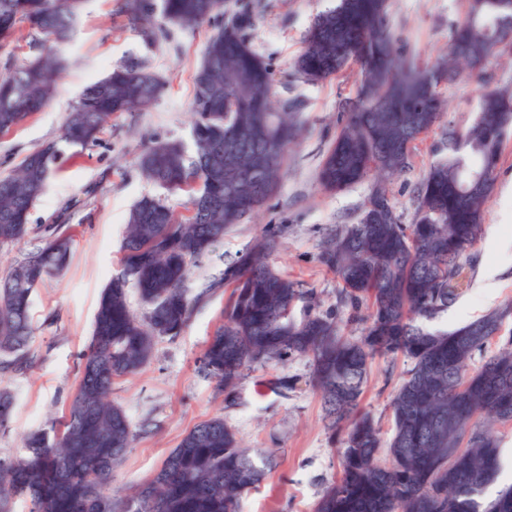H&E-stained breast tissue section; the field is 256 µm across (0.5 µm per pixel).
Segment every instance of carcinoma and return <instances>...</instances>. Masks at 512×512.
Here are the masks:
<instances>
[{
	"label": "carcinoma",
	"mask_w": 512,
	"mask_h": 512,
	"mask_svg": "<svg viewBox=\"0 0 512 512\" xmlns=\"http://www.w3.org/2000/svg\"><path fill=\"white\" fill-rule=\"evenodd\" d=\"M84 0H0V47L27 26L36 55L0 76V134L20 126L55 95L67 69L61 47L69 41ZM391 0H337L319 12L292 64L291 77L318 83L351 65L359 67L355 98L342 103L343 119L317 178L341 192L374 178L356 222L328 236L320 261L336 273L337 305L362 322L361 337L343 336L332 313L318 310L314 291L276 271L269 258L279 237L257 238L247 257L229 264L220 280L231 289L224 324L210 337L200 371L233 391L254 364L308 359L328 429L338 437L340 476L329 482L315 512H512V487L488 500L500 473L496 427L512 423V339L498 353L470 362L498 336L512 302L452 331L426 323L458 297L470 253L482 234L484 208L494 190L503 136L512 126V92L489 89L473 123L443 130L448 157L424 175L405 224L386 181L411 166L414 143L444 116L439 86L463 77L488 84L486 66L511 45L512 0H468L449 31L448 48L421 66L397 46L388 29ZM264 0H161L163 19L185 30L222 20L208 36L194 75L192 146L157 141L140 157L143 175L169 192L189 194L191 213L178 218L160 196H144L130 209L121 271L103 289L93 330L82 354L76 394L60 428L24 440L22 455L0 458V512L17 497L30 512H239L241 497L257 489L277 465L273 450L241 446L224 418L195 425L160 469L125 502L108 488L136 437L112 386L138 373L157 341L174 339L213 286L186 288L190 266L218 238L254 214L276 191L288 149L300 136L302 106L274 101L271 64L252 43ZM128 20L153 40V8L124 0ZM159 76L140 60L127 61L91 83L67 113L59 140L43 144L0 174V247L28 232L31 209L57 169L61 144L86 147L112 115L141 112L161 95ZM268 142L264 181L244 176L253 166L246 143ZM484 187L464 194L470 176ZM71 236H54L14 262L0 278V372L29 369L34 288L62 273ZM143 305L134 313L128 288ZM302 312H297V308ZM367 315H361L362 309ZM410 361L390 400L393 433L361 408L371 361ZM14 396L0 390V428L7 427Z\"/></svg>",
	"instance_id": "carcinoma-1"
}]
</instances>
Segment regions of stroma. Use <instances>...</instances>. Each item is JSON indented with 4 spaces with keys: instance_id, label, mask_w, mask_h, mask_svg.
<instances>
[{
    "instance_id": "35a3bbf8",
    "label": "stroma",
    "mask_w": 512,
    "mask_h": 512,
    "mask_svg": "<svg viewBox=\"0 0 512 512\" xmlns=\"http://www.w3.org/2000/svg\"><path fill=\"white\" fill-rule=\"evenodd\" d=\"M253 39L277 73V98L302 101L305 132L290 150L286 175L276 193L251 218L219 239L196 261L187 286L198 291L241 257L254 240L272 232L281 241L272 263L290 278L314 289L320 311L335 312L345 335L357 337L362 326L347 320L336 306L335 274L319 260L322 239L353 223L370 192V182L330 193L317 181L320 162L336 137L342 103L355 97L359 72L350 67L335 78L311 84L291 79L314 16L331 0H266ZM122 0H85L75 32L64 53L72 60L56 98L7 135H0V173L14 169L31 151L57 139L66 113L83 89L128 59L145 62L164 81L160 97L145 111L112 116L99 140L79 155L63 154L44 196L29 218L30 232L18 245L0 251V277L15 258L43 246L54 234L74 239L67 271L47 277L33 293L36 327L34 363L21 373H0V389L15 406L9 427L0 429V457L23 451L25 436L50 429L60 419L78 385L81 355L92 334L100 293L121 270L125 217L134 202L158 194L142 174L139 156L153 140L190 143L193 79L201 47L213 30L204 24L185 31L155 17L153 41L122 13ZM467 9V0H392L390 26L405 54L433 63L446 50L448 32ZM480 82L446 85L448 108L443 126L464 129L474 120ZM448 150L441 128L417 142L412 165L388 180L389 195L404 223H411L415 186ZM483 235L471 252L469 285L436 328H454L476 320L512 300V131L503 143L495 193L487 203ZM227 288H219L197 308L175 340L157 343L147 365L117 381L112 398L125 409L140 434L112 479V495L122 499L149 480L181 438L197 423L224 417L242 446L279 451V464L255 491L246 494L240 512H314L324 487L339 473L338 446L330 439L321 399L310 380L307 359L271 362L244 372L233 393L200 376L198 361L207 341L224 321ZM404 358H378L370 367L362 406L382 436H390V400L402 381ZM290 388H280L281 380Z\"/></svg>"
}]
</instances>
